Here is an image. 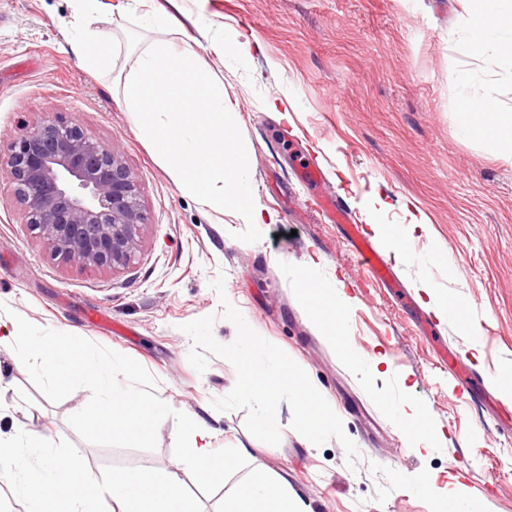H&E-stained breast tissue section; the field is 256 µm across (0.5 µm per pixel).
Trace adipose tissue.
<instances>
[{
    "instance_id": "1",
    "label": "adipose tissue",
    "mask_w": 512,
    "mask_h": 512,
    "mask_svg": "<svg viewBox=\"0 0 512 512\" xmlns=\"http://www.w3.org/2000/svg\"><path fill=\"white\" fill-rule=\"evenodd\" d=\"M81 3L78 20L82 37L76 50L88 68L111 71V38L97 26L95 17L102 2L81 0ZM466 3L463 25L468 36L459 44L460 53L477 57L492 48L512 65V0H466ZM457 124L465 138L512 149V113L503 111L492 98L464 95L457 111ZM299 298L318 335L334 346H341L351 303L344 289L304 275L300 278ZM210 438L209 428L198 416L187 418L181 435L187 465L202 480L221 482L231 467L248 457L249 450L241 445L218 459L212 454ZM224 512H311V509L303 492L293 489L286 476L258 473L243 479L225 495Z\"/></svg>"
}]
</instances>
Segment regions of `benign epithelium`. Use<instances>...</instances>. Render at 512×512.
<instances>
[{
	"mask_svg": "<svg viewBox=\"0 0 512 512\" xmlns=\"http://www.w3.org/2000/svg\"><path fill=\"white\" fill-rule=\"evenodd\" d=\"M0 175L52 256L117 270L138 251L145 221L138 181L119 151L79 124L41 117L0 154Z\"/></svg>",
	"mask_w": 512,
	"mask_h": 512,
	"instance_id": "7a95c632",
	"label": "benign epithelium"
}]
</instances>
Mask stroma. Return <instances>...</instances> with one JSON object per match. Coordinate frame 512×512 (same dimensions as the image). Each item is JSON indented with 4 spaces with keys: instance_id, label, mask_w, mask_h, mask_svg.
<instances>
[{
    "instance_id": "35a3bbf8",
    "label": "stroma",
    "mask_w": 512,
    "mask_h": 512,
    "mask_svg": "<svg viewBox=\"0 0 512 512\" xmlns=\"http://www.w3.org/2000/svg\"><path fill=\"white\" fill-rule=\"evenodd\" d=\"M106 2L98 25L112 36L115 66L96 74L74 49L77 0H0V150L46 113L112 144L140 184V247L119 271L70 266L30 233L0 180V303L9 307L0 325L14 327L20 315L136 360L161 400L213 428L216 456L240 444L250 449L227 486L255 470L275 471L306 494L312 512H453L458 497L479 512H512V405L485 403L492 376L512 366V154L462 137L455 120L461 72L472 75L471 93L509 109L512 68L491 49L478 58L457 52L462 0H176L161 28L142 27L123 0ZM202 20L227 46L224 57L206 48L200 57L224 82L226 104L252 148L251 188L273 216L255 243L236 240L246 227L240 214L179 189L122 98V78L141 48L195 34ZM303 152L317 157L352 223L404 233L413 260L395 273L409 305L363 283L344 225L303 210L309 192L292 166ZM417 220L426 231L410 232ZM304 273L345 288L352 299L345 344L382 360L383 375L357 372L317 336L299 300ZM218 277L220 294L210 286ZM425 279L468 308L475 335H462L455 317L435 318L421 291ZM225 299L335 402L360 453L356 469L338 441L299 443L291 410L282 415L280 444L271 446L247 431L244 410L212 407L232 390L236 371L213 356L197 373L180 327L210 316L216 340L232 343L237 331L224 316ZM89 309L105 311L125 334L83 323ZM422 315L434 335L464 350L470 370L482 372L470 390L420 336ZM90 396L80 388L49 402L9 340L0 341V437L32 430L66 439L94 473L110 464L175 470L197 492L173 454V418L160 423L155 450L92 445L68 422ZM402 403L425 409L445 441L409 447L391 413ZM460 458L468 462L461 471ZM423 476L427 499L414 489Z\"/></svg>"
}]
</instances>
